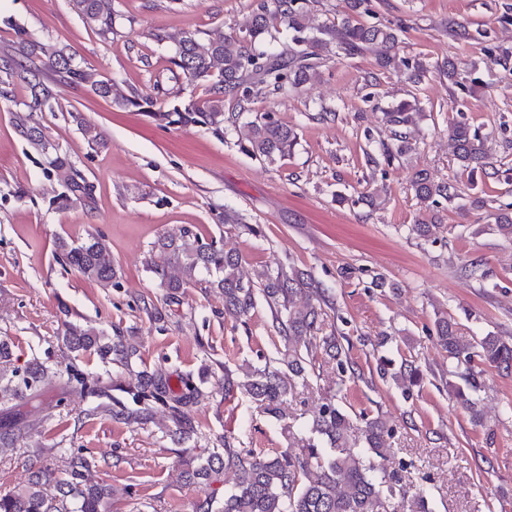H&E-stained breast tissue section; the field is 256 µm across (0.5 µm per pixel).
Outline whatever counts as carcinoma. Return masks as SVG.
<instances>
[{"label":"carcinoma","instance_id":"obj_1","mask_svg":"<svg viewBox=\"0 0 512 512\" xmlns=\"http://www.w3.org/2000/svg\"><path fill=\"white\" fill-rule=\"evenodd\" d=\"M347 2L349 14L316 27L311 23L309 0H253L250 25L232 40L219 33L203 47L196 35L184 34L177 41L172 63L191 80L212 83L213 97L191 100L154 116L169 124L208 125L218 135L232 133L248 155L273 163L295 147V129L269 113L241 124L233 120L228 128L224 125V98L230 97L240 106L249 101L256 87L286 93L311 84L320 79L322 64L335 50L348 57L374 55L383 68L402 71L412 82H420L425 74L423 64L413 65L400 54L403 23H359L353 15L374 16L371 0ZM71 4L100 35L113 32L112 0H71ZM448 32L459 39L489 40L488 31L477 29L472 34L464 23L454 20L448 21ZM280 37L288 40L287 53L275 54L264 48L266 39ZM39 50L38 44L21 39L16 46L0 51V65L6 74L0 82L17 79L25 84L28 102L16 112L15 128L31 145L45 151L47 144L38 134L34 114L52 108L55 93L50 82L31 67ZM52 67L63 79L90 86L99 97L112 93L111 81L73 66L72 58L62 52L55 55ZM421 116L417 104L406 101L384 112L385 123L394 128L396 149H384L379 158L369 153L368 163L375 167L388 165L395 156L410 152L412 143L407 130ZM448 135L458 167L468 177L496 169L478 129L465 121H455L450 124ZM50 165L57 181L74 197H89V188L77 181L78 173L67 157L58 154ZM410 187L427 209L453 197L450 183L437 181L426 171L415 172ZM57 249L65 264L90 281L108 285L116 278L109 245L101 237L90 235L77 245L62 239ZM151 252L155 259L150 261L149 270L168 289L171 300L180 289L204 283L220 291L225 315L235 320L249 317L257 294H262L268 303L272 325L284 341L287 359L283 364L288 372L271 366L268 360L237 380L226 367L221 380L224 395L237 390L266 413L281 411L295 379L307 383L305 353L314 348L321 350L327 362L336 365L340 378L355 376L356 369L337 337L324 330V306L328 300L321 283L310 272L279 265L264 272L257 287L243 279L239 254L188 227L159 237ZM434 336L448 359L458 366L465 365L461 377L473 392L481 385L477 367L487 365L512 372V344L499 336L488 334L474 342L467 341L459 334L456 323L445 317L436 320ZM59 347L69 359L65 369L37 360L19 368L13 363L11 344L0 339V453L16 449L19 439L36 423L37 404L50 390L61 388L85 397H109L105 388L88 383L78 364L81 356L93 352L103 361L129 367L139 353L137 345L122 336L108 340L94 327L71 322L64 324ZM378 366L381 375L390 376L406 392L423 382V371L412 361L397 368L393 360L381 356ZM202 395L201 387L190 378L182 380L180 391H174L169 376L160 368L141 376L133 393L137 408L129 409L117 401L112 417L127 424H141L160 409L175 427V434L188 439L195 431L190 407ZM390 432L381 418L362 412L356 419L329 401L320 406L305 434L294 438L299 448L295 453L287 448H236L226 436L224 447L212 449L204 461H185L186 480L198 485L207 486L222 474H233L221 506H215V499L206 496L193 504V512H395L397 505L402 512H428L422 491L409 502L398 500L405 468L389 472L382 466L393 453L385 439ZM60 458L64 476H57L47 462L29 467L25 485L0 493V512H108L111 487L86 479L93 459L82 448H62Z\"/></svg>","mask_w":512,"mask_h":512}]
</instances>
